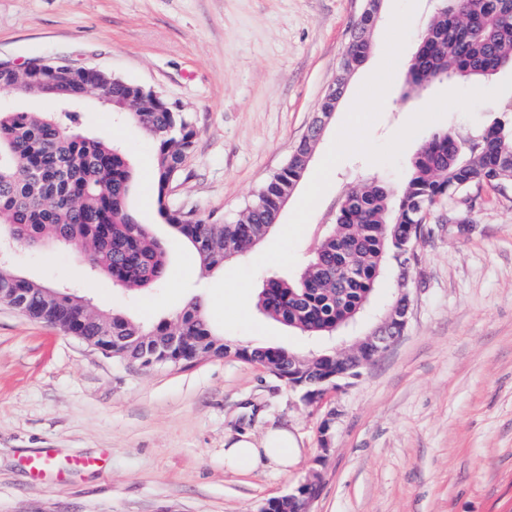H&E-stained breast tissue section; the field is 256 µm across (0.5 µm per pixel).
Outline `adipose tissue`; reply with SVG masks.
I'll return each instance as SVG.
<instances>
[{"label": "adipose tissue", "mask_w": 512, "mask_h": 512, "mask_svg": "<svg viewBox=\"0 0 512 512\" xmlns=\"http://www.w3.org/2000/svg\"><path fill=\"white\" fill-rule=\"evenodd\" d=\"M300 456L295 436L285 428H271L261 438L241 435L224 450V466L233 473H247L261 466L287 471Z\"/></svg>", "instance_id": "ef3b65f1"}]
</instances>
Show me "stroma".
I'll return each mask as SVG.
<instances>
[{
  "mask_svg": "<svg viewBox=\"0 0 512 512\" xmlns=\"http://www.w3.org/2000/svg\"><path fill=\"white\" fill-rule=\"evenodd\" d=\"M396 0H384L374 46L353 72L303 178L283 207L286 226L364 82L379 68ZM364 0H0V60L62 59L152 89L191 116L195 137L171 201L211 224L236 221L288 161L333 83ZM435 8L418 0L381 112L370 128L388 142L438 94L439 79L405 94L407 63ZM512 92L449 110L404 147L399 167L345 158L296 247L308 261L323 222L356 181L399 192L432 131L467 138L512 122ZM78 131L121 143L137 180L136 219L167 247L158 288L131 292L86 276L75 251L17 248L30 279L70 285L97 308L145 324L173 320L187 301L211 303L224 271L204 272L160 215L154 148L98 102ZM466 222L440 209L426 226L402 337L326 407L235 356L150 368L112 358L62 329L0 306V512H260L292 493L321 452L327 408L338 416L311 512H512V197L473 186ZM272 336L224 331L234 345L311 352L308 337L255 313ZM271 427L293 431L301 457L288 472L226 471L224 443ZM51 454L44 476L31 458Z\"/></svg>",
  "mask_w": 512,
  "mask_h": 512,
  "instance_id": "stroma-1",
  "label": "stroma"
}]
</instances>
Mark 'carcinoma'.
I'll return each mask as SVG.
<instances>
[{"instance_id":"carcinoma-1","label":"carcinoma","mask_w":512,"mask_h":512,"mask_svg":"<svg viewBox=\"0 0 512 512\" xmlns=\"http://www.w3.org/2000/svg\"><path fill=\"white\" fill-rule=\"evenodd\" d=\"M372 28L356 22L343 54L349 73L370 53ZM56 63L27 73L47 96L78 104L96 93L100 74L81 70L70 82L56 84ZM512 68V0H439L422 33L406 83L420 89L432 78L485 80ZM112 112L130 120L156 143L153 179L159 211L194 249L207 272L241 256L266 237L277 223L284 201L306 171L317 131L297 144L287 164L259 190L239 219L208 224L170 205L169 185L177 179L192 147L193 124L143 86L114 78L107 93ZM77 112L43 114L0 109V236L39 247L46 243L75 246L82 262L121 288L161 286L168 273L164 245L127 210L134 174L126 151L117 143L76 132ZM484 184L501 194L512 190V126L497 123L469 140L437 130L412 160L401 192L376 180L349 187L336 203L328 229L294 279L265 281L256 306L266 316L313 338H333L355 324L367 310L389 258L411 275L417 260L415 242L424 237L429 217L444 203L463 199ZM0 283L17 288L31 318L72 329L82 306L76 295L58 290L54 308L41 305L43 285L0 263ZM124 340L112 353L118 361L138 358L147 344L164 340L171 326L188 339L183 355L194 358L225 346L209 325L203 304L190 300L172 322L141 325L120 312L95 315L82 335L93 340L98 323ZM237 357L257 362L284 383L296 384L288 369L304 360L305 378L314 383L336 371V351L302 355L274 346L244 348Z\"/></svg>"}]
</instances>
